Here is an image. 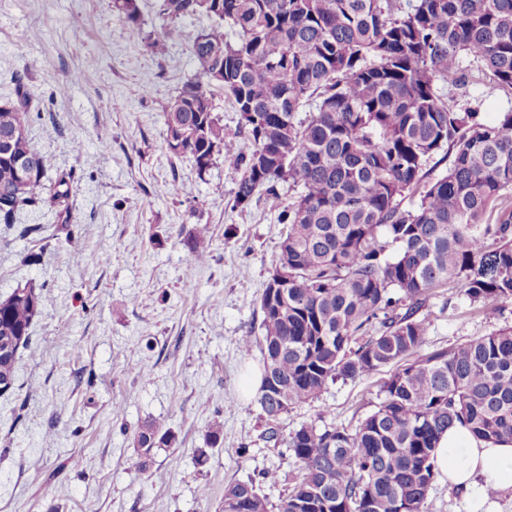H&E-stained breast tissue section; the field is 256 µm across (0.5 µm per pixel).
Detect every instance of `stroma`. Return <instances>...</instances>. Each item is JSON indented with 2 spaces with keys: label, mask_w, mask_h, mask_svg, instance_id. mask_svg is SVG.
<instances>
[{
  "label": "stroma",
  "mask_w": 512,
  "mask_h": 512,
  "mask_svg": "<svg viewBox=\"0 0 512 512\" xmlns=\"http://www.w3.org/2000/svg\"><path fill=\"white\" fill-rule=\"evenodd\" d=\"M139 5L136 32L111 0H0V98L24 81L48 180L70 179L61 205L0 223V296L26 284L41 295L31 344L0 393V512H216L225 485L265 469L279 475L261 487L275 506L297 476L285 438L310 421L355 427L382 400L387 372L339 379L281 417V443L265 439L261 409L242 393L263 353L242 354L239 342L260 335L285 227L265 191L234 206L223 156L201 177L166 150L163 109L196 73L188 40L209 20L181 21L156 57L139 35L160 29L158 0ZM439 88L483 122L512 110V95L486 82ZM174 180L192 196L168 195ZM199 224L210 239L195 246ZM31 251L40 262H25ZM77 251L97 263L76 262ZM422 314L429 348H445L512 325V301L482 311L447 285ZM217 416L224 442L212 447ZM150 421L177 442L154 449L142 474L134 436Z\"/></svg>",
  "instance_id": "35a3bbf8"
}]
</instances>
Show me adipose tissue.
Listing matches in <instances>:
<instances>
[{"mask_svg":"<svg viewBox=\"0 0 512 512\" xmlns=\"http://www.w3.org/2000/svg\"><path fill=\"white\" fill-rule=\"evenodd\" d=\"M434 465L441 478L461 491L468 512H482L488 488L512 490V445L488 446L461 425L439 439Z\"/></svg>","mask_w":512,"mask_h":512,"instance_id":"obj_1","label":"adipose tissue"}]
</instances>
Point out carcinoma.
Returning <instances> with one entry per match:
<instances>
[{
  "label": "carcinoma",
  "instance_id": "carcinoma-1",
  "mask_svg": "<svg viewBox=\"0 0 512 512\" xmlns=\"http://www.w3.org/2000/svg\"><path fill=\"white\" fill-rule=\"evenodd\" d=\"M161 32L142 37L156 56L185 18L209 27L189 43L199 66L164 109L167 150L198 175L224 149L212 88L240 122L242 147L224 153L237 173L234 206L257 190L299 189L277 221L287 225L260 297L263 376L257 403L266 439L282 415L338 378H367L392 364L383 399L355 428L303 423L285 445L298 470L277 512H427L439 438L460 423L478 441L512 443V327L425 350L427 295L455 283L483 309L512 300V110L492 124L460 112L438 83L465 80L464 62L512 93V0H158ZM139 28L138 0H112ZM0 100V218L68 198L48 193L51 157L29 136V95ZM311 109L304 119L299 112ZM448 173L425 182L440 151ZM29 164L22 174L13 155ZM421 191L414 210L398 198ZM384 234L397 245L385 254ZM288 268V281L277 279ZM40 296L0 299V389L11 388L30 342ZM173 431L153 422L135 434L138 468ZM222 512H272L252 478L224 488Z\"/></svg>",
  "mask_w": 512,
  "mask_h": 512
}]
</instances>
